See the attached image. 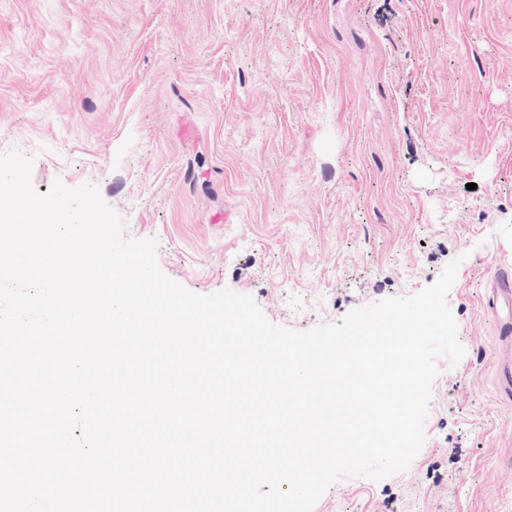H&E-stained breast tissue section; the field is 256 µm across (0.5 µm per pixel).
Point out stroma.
Here are the masks:
<instances>
[{
	"mask_svg": "<svg viewBox=\"0 0 512 512\" xmlns=\"http://www.w3.org/2000/svg\"><path fill=\"white\" fill-rule=\"evenodd\" d=\"M95 186L203 295L307 331L460 259L409 470L313 512H512V0H0V153ZM489 301L491 309L499 320L501 342L508 347L512 337V277L510 274L502 273L493 281Z\"/></svg>",
	"mask_w": 512,
	"mask_h": 512,
	"instance_id": "1",
	"label": "stroma"
}]
</instances>
